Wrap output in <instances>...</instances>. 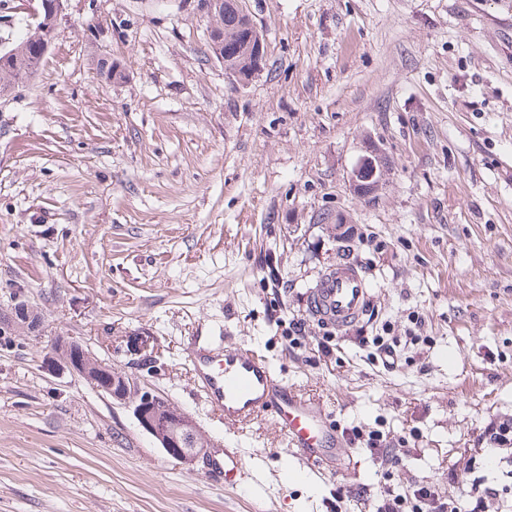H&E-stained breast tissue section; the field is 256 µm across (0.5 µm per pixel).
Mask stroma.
Instances as JSON below:
<instances>
[{
	"label": "stroma",
	"mask_w": 512,
	"mask_h": 512,
	"mask_svg": "<svg viewBox=\"0 0 512 512\" xmlns=\"http://www.w3.org/2000/svg\"><path fill=\"white\" fill-rule=\"evenodd\" d=\"M242 4L265 50L248 83L210 58L197 0H67L36 77L0 99V313L19 296L42 317L0 336V512H352L338 488L385 485L358 441L352 478L283 476L275 424L225 425L197 390L198 336L268 356L344 433L380 430L406 486L460 495L449 473L512 418V0ZM106 53L125 79L97 80ZM370 146L385 167L364 197ZM339 215L373 299L338 333L306 294L339 260ZM413 313L429 345L371 365L359 337ZM61 334L190 415L208 461L47 362ZM241 434L273 485L225 487ZM382 170L381 157L373 148L351 173V183L354 189L361 195L373 194L381 183Z\"/></svg>",
	"instance_id": "1"
}]
</instances>
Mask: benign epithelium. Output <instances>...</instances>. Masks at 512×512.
<instances>
[{"instance_id": "benign-epithelium-1", "label": "benign epithelium", "mask_w": 512, "mask_h": 512, "mask_svg": "<svg viewBox=\"0 0 512 512\" xmlns=\"http://www.w3.org/2000/svg\"><path fill=\"white\" fill-rule=\"evenodd\" d=\"M64 2L65 0H23L18 7V10L33 16L35 25L30 27V31L46 52L51 48L56 33V23L50 24L48 20L61 15ZM229 10L241 11L243 21L249 23L253 29H258L252 17L241 9L239 0H210L207 36L216 42L218 49L224 40V14ZM382 170L381 157L373 148L351 173L354 189L361 195L373 194L381 183ZM32 314L30 305L23 306L21 301L17 300L11 314L6 318H0V329L29 330ZM80 349L79 342L62 337L49 345L46 356L63 364L111 399L133 405V413L140 427L150 434L171 458L192 464L206 455L208 441L186 413L151 390L134 388L128 377L118 372H112L110 382L99 384V368L105 366V363L90 355L84 358L76 356Z\"/></svg>"}]
</instances>
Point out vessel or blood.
<instances>
[{"mask_svg": "<svg viewBox=\"0 0 512 512\" xmlns=\"http://www.w3.org/2000/svg\"><path fill=\"white\" fill-rule=\"evenodd\" d=\"M371 300L372 286L361 265L344 260L328 268L310 289L308 308L317 320L343 331L367 314ZM189 357L207 403L225 424L270 418L283 434L286 455L299 475L347 473V438L331 413L288 387L270 358L250 348L229 351L197 339L189 346ZM224 482L234 487L260 482L243 440L228 443L224 450Z\"/></svg>", "mask_w": 512, "mask_h": 512, "instance_id": "b4317fda", "label": "vessel or blood"}]
</instances>
